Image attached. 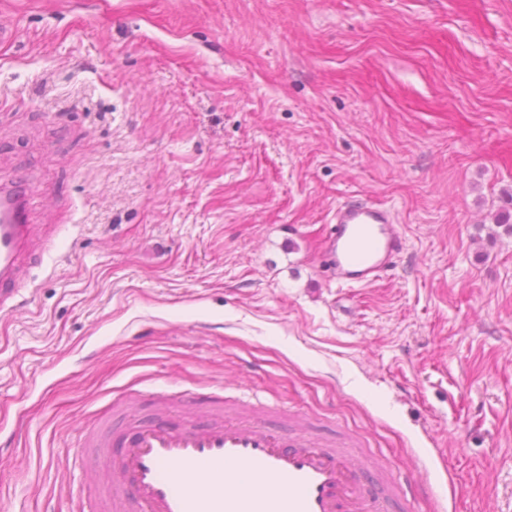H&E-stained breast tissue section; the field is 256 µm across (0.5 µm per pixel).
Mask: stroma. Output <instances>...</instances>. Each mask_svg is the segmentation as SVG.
Masks as SVG:
<instances>
[{"label": "stroma", "mask_w": 512, "mask_h": 512, "mask_svg": "<svg viewBox=\"0 0 512 512\" xmlns=\"http://www.w3.org/2000/svg\"><path fill=\"white\" fill-rule=\"evenodd\" d=\"M0 183L53 230L0 314V512L178 401L347 431L406 512H512V0H0ZM393 271L337 287V205ZM324 241L338 287H364L385 277L405 250V235L393 212L378 203L351 200L336 208Z\"/></svg>", "instance_id": "35a3bbf8"}]
</instances>
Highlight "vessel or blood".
Returning <instances> with one entry per match:
<instances>
[{"label": "vessel or blood", "instance_id": "1", "mask_svg": "<svg viewBox=\"0 0 512 512\" xmlns=\"http://www.w3.org/2000/svg\"><path fill=\"white\" fill-rule=\"evenodd\" d=\"M21 191L0 186V312L13 310L20 257L38 243ZM405 235L386 206L351 200L338 206L324 252L338 287H364L385 277L405 249ZM87 463L107 473L108 495L94 512H113L134 498L139 512H404L406 492L379 455L323 443L260 417L173 426L134 427L120 451L112 437H87ZM204 466L225 467L223 481L199 485ZM253 481L241 483V472Z\"/></svg>", "mask_w": 512, "mask_h": 512}]
</instances>
